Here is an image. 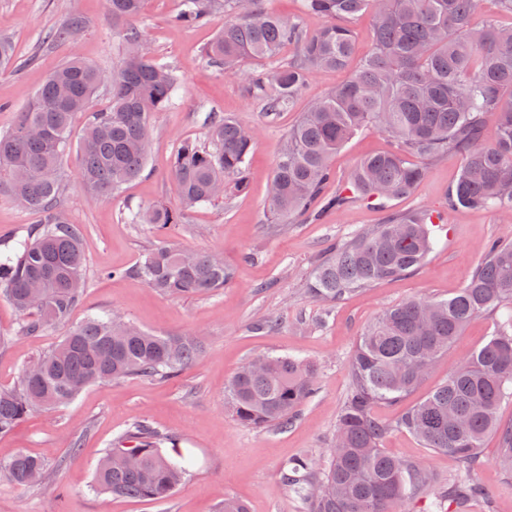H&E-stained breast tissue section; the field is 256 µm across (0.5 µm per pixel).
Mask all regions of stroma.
Masks as SVG:
<instances>
[{"label":"stroma","instance_id":"35a3bbf8","mask_svg":"<svg viewBox=\"0 0 512 512\" xmlns=\"http://www.w3.org/2000/svg\"><path fill=\"white\" fill-rule=\"evenodd\" d=\"M179 9L180 0H144L138 21L153 60L173 68L180 85L170 105L151 118L145 170L114 196L94 197L81 183L80 151L71 148L63 163L61 208L71 223L85 229L86 289L72 322L118 314L160 334L196 333L204 351L178 378L114 380L89 387L67 405L30 413L12 433L0 437V462L25 452L46 462L48 476L34 489L0 481V512H220L228 496L244 501L249 512H307L305 502L284 482V466L307 454L326 457L352 382L349 358L364 327L403 300L452 297L468 280L484 244L512 241V223L501 221L495 212L449 210L448 194L462 166L453 154L427 163L424 178L401 198L355 197L313 219H274L268 189L289 128L311 102L343 83L349 73L314 72L294 105L276 121H267L261 103L247 92L246 75L256 70V63L247 61L238 72L224 73L204 56L224 24L223 13L203 24L177 26L172 19ZM73 16L83 21L77 42H43L46 30ZM120 31V24L106 16L103 0H0V37L12 40L18 58L15 69L0 71V132L14 125L31 94L72 55L104 72L117 70L123 57ZM210 112L232 115L256 133L247 188L182 211V223L171 225L166 238L192 251L222 253L234 277L204 296H164L123 275L162 240L151 225L131 224L127 218L131 211L157 203L182 210L172 159L181 141L209 145L205 116ZM390 147L378 128L356 134L332 160L334 176L327 193L346 186L360 159ZM421 210L446 212L447 221L433 228L435 247L420 268L333 305L310 296L308 278L330 244L346 243L385 223L391 214ZM38 222V215L1 193L0 252L24 240ZM19 323L14 307L0 296V386L17 384L24 367L67 332L58 326L40 336H21ZM495 323V316L486 314L471 320L414 392L401 403L376 406V416L392 425L381 443L389 455L424 462L444 482L455 476L453 458L423 447L394 422L480 348ZM266 354L295 356L317 371L316 395L285 429L239 423L225 398L239 368ZM140 420L177 437L179 451L191 455L185 482L163 501L97 493L92 484L99 457ZM71 439L76 442L72 448L67 445ZM474 480L482 493L469 512H512V474L500 464L497 434L485 437Z\"/></svg>","mask_w":512,"mask_h":512}]
</instances>
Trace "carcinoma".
I'll list each match as a JSON object with an SVG mask.
<instances>
[{
	"label": "carcinoma",
	"instance_id": "1",
	"mask_svg": "<svg viewBox=\"0 0 512 512\" xmlns=\"http://www.w3.org/2000/svg\"><path fill=\"white\" fill-rule=\"evenodd\" d=\"M112 22H123L126 53L121 67L106 74L77 56L54 69L19 112L15 126L0 134V192H7L40 223L11 254L0 258V292L21 317L19 332L38 336L69 322L84 294V230L60 208L61 166L72 147V122L87 115L78 147L80 177L94 196L116 193L143 171L150 119L166 108L177 87L173 72L155 63L139 28L132 24L143 0H106ZM302 13L326 20L309 31L301 21L269 13L260 0H224L229 19L207 46L208 63L232 73L245 60L269 61L248 74V91L275 118L289 109L309 77L321 69L348 66L353 23L370 15L373 46L342 85L312 103L288 131L271 182L274 215L314 216L350 199L322 194L333 177L331 160L357 132L375 126L395 150L362 159L346 189L364 199L408 194L425 175L411 161L448 153L463 165L448 196V210H492L512 216V26L477 17L483 0H301ZM217 0H183L176 25L207 22ZM83 22L72 17L48 36L77 37ZM300 54L273 63L284 45ZM110 90V105L88 111L94 94ZM498 138L483 142L487 120ZM212 148L184 141L172 176L186 208L211 204L247 185L252 131L228 116L208 113ZM427 211L393 214L386 223L333 249L312 271L311 296L334 303L375 282L417 268L432 248ZM183 213L153 205L131 213L130 223L161 231ZM115 276H132L158 292L194 297L218 290L233 277L218 253H199L165 242L144 261ZM512 308V243L491 242L468 282L448 299H407L386 308L359 336L351 358L352 387L336 427L328 463L306 456L286 464L285 481L309 512H402L404 501L439 486L418 462L386 455L380 441L389 425L373 415L381 402L401 401L432 370L463 328L484 312ZM203 351L194 336H161L113 315L91 317L69 329L56 347L38 357L37 372L22 373L18 385L0 387V436L35 408L66 405L86 387L141 377L173 378ZM264 367L242 366L230 382L228 403L236 420L254 427L286 428L317 391L316 371L291 356L261 357ZM512 398V316L496 323L486 343L430 394L401 413L396 426L423 445L456 458V478L442 488L448 512H465L481 494L472 476L487 434L500 439L501 462L512 469V426L497 419ZM168 437L147 422L132 424L95 469V487L138 500H163L187 472L161 445ZM47 472L39 458L20 452L0 463V480L20 489Z\"/></svg>",
	"mask_w": 512,
	"mask_h": 512
}]
</instances>
